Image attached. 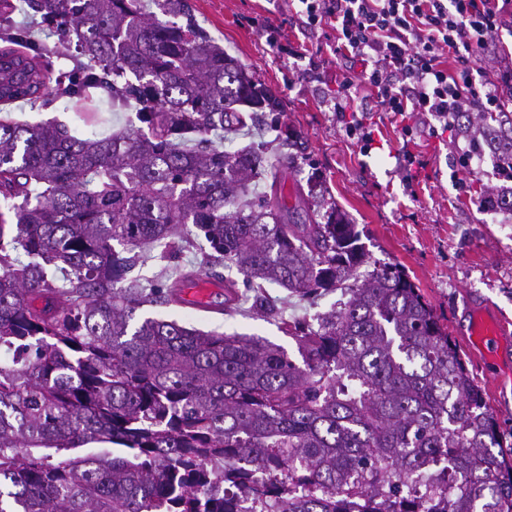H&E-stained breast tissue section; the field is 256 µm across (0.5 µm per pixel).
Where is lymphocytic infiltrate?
I'll return each instance as SVG.
<instances>
[{"mask_svg":"<svg viewBox=\"0 0 512 512\" xmlns=\"http://www.w3.org/2000/svg\"><path fill=\"white\" fill-rule=\"evenodd\" d=\"M297 17L317 32L332 24L337 57L369 63L364 81L378 105L417 112L463 139L464 162L481 156L464 132L466 112L512 106V67L481 69L512 36V0H299ZM452 57L455 69L443 65Z\"/></svg>","mask_w":512,"mask_h":512,"instance_id":"1","label":"lymphocytic infiltrate"}]
</instances>
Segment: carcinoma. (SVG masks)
<instances>
[{"mask_svg": "<svg viewBox=\"0 0 512 512\" xmlns=\"http://www.w3.org/2000/svg\"><path fill=\"white\" fill-rule=\"evenodd\" d=\"M31 3L89 59L80 89H59L65 110L93 123L96 89L145 128L0 123V512H241L229 489L255 474L256 502L279 512H512V444L420 289L395 265L350 282L365 257L355 225L334 208L284 223L277 182L250 196L265 151L207 138L282 111L272 90L185 0L162 3L183 25L141 0ZM40 72L38 56L0 49V87L23 84L6 103L48 94ZM481 118L512 157V123ZM189 224L202 260L229 261L269 315L268 284L343 289L339 310L284 323L302 365L258 336L130 327L194 273L120 287L124 253L147 242L165 259ZM448 456L466 482L412 494Z\"/></svg>", "mask_w": 512, "mask_h": 512, "instance_id": "cac0c4a2", "label": "carcinoma"}]
</instances>
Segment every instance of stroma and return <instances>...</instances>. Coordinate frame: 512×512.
<instances>
[{
    "label": "stroma",
    "instance_id": "obj_1",
    "mask_svg": "<svg viewBox=\"0 0 512 512\" xmlns=\"http://www.w3.org/2000/svg\"><path fill=\"white\" fill-rule=\"evenodd\" d=\"M198 24L215 41L281 99L280 125L300 131L301 139L280 143L275 130L259 124L225 140V150L264 145L270 163L284 170L290 224L309 223L313 210L305 199L318 184L360 233L366 255L365 270L382 265L403 269L431 305L483 390L501 432H512V210L480 211L477 199L499 190L504 180L492 153H484L480 170L462 172L443 129L428 130L417 114L395 115L379 109L361 86L364 65L336 59L335 33L326 27L318 34L304 32L289 0H187ZM15 29L28 32L21 51L38 55L50 78L60 73L78 76L86 62L74 45L60 41L42 26L33 10L11 14ZM359 82L355 104L367 113L374 142L363 152L350 137L334 106L343 78ZM65 99L0 104V120L30 123L57 121L74 126ZM414 163H407V156ZM145 264L134 275L150 278L161 269H197L199 276L238 279L224 264L200 267L195 245L185 244L169 261L158 248L147 251ZM278 314L268 317L251 303L237 310L204 313L185 305H146L139 317L174 319L226 335L261 336L285 348L291 359L299 354L294 340L282 331L283 321L313 320L342 301L333 291L303 298L277 285L267 288ZM484 312L510 336L494 355L468 346L472 312Z\"/></svg>",
    "mask_w": 512,
    "mask_h": 512
}]
</instances>
